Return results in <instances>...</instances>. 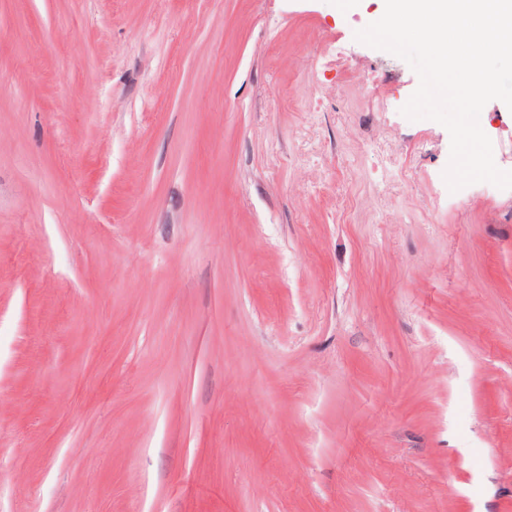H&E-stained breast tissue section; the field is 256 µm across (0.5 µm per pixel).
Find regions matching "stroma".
<instances>
[{
    "instance_id": "35a3bbf8",
    "label": "stroma",
    "mask_w": 512,
    "mask_h": 512,
    "mask_svg": "<svg viewBox=\"0 0 512 512\" xmlns=\"http://www.w3.org/2000/svg\"><path fill=\"white\" fill-rule=\"evenodd\" d=\"M376 8L0 0V512H512V189Z\"/></svg>"
}]
</instances>
